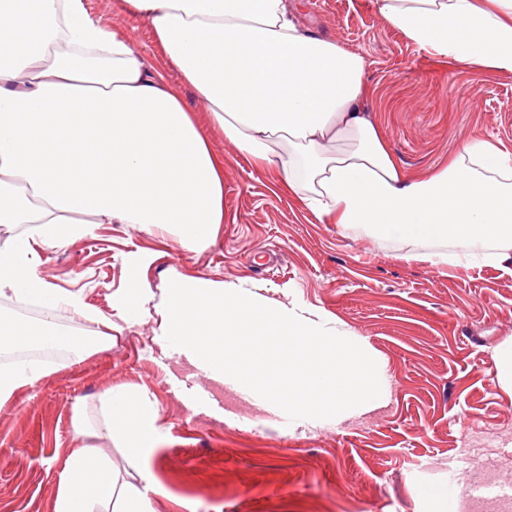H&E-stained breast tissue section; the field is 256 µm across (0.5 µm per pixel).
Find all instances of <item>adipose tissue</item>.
<instances>
[{
    "label": "adipose tissue",
    "mask_w": 512,
    "mask_h": 512,
    "mask_svg": "<svg viewBox=\"0 0 512 512\" xmlns=\"http://www.w3.org/2000/svg\"><path fill=\"white\" fill-rule=\"evenodd\" d=\"M0 0V297L33 304L35 323L0 318V348L94 349L60 333L59 311L86 317L77 294L36 271L35 244L66 247L98 224H138L206 247L224 221V166L189 107L131 42L103 27L84 0ZM384 20L420 49L512 74V0H377ZM156 42L213 127L321 221L408 245L492 243L512 260V155L466 142L431 176L406 175L365 107L362 55L311 33L297 0H119ZM345 143L330 151V143ZM35 360L0 365V406L45 376ZM157 414L107 390L94 429L136 455L159 440ZM162 486L120 479L94 447L72 449L55 512H153Z\"/></svg>",
    "instance_id": "adipose-tissue-1"
}]
</instances>
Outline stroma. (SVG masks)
Here are the masks:
<instances>
[{"label": "stroma", "instance_id": "stroma-1", "mask_svg": "<svg viewBox=\"0 0 512 512\" xmlns=\"http://www.w3.org/2000/svg\"><path fill=\"white\" fill-rule=\"evenodd\" d=\"M85 4L181 88L146 20L118 0ZM301 10L315 33L364 55L366 107L409 176L447 165L475 137L512 152V75L419 50L374 0H301ZM198 123L224 161V222L213 243L189 251L174 236L112 223L61 249L38 246L39 275L98 315L63 312L61 325L84 340L104 331L113 339L83 359L44 357L48 376L0 407V512H54L65 458L81 444L74 411L98 419L113 387L154 406L160 445L139 458L104 438L88 443L122 478L151 471L165 490L152 499L155 512H433L420 494L429 486H512V393L494 359L512 341V272L490 258L456 263L457 246L435 242L418 245L424 260H397L403 245L319 221L206 117ZM134 276L149 288L140 319L105 329ZM179 276L210 278L359 337L382 362L387 398L354 415L284 425L155 343Z\"/></svg>", "mask_w": 512, "mask_h": 512}]
</instances>
